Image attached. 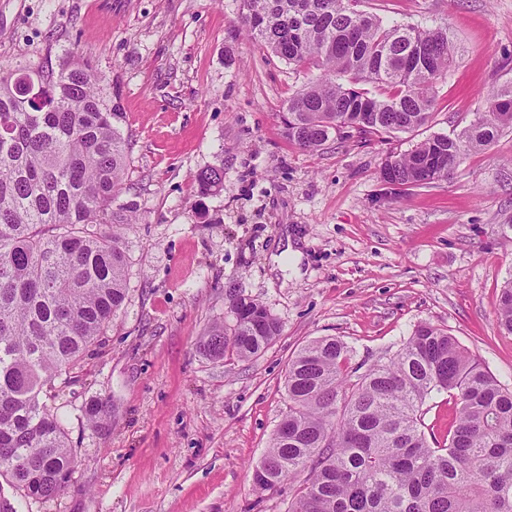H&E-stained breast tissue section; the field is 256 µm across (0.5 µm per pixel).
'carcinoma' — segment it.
I'll return each instance as SVG.
<instances>
[{"mask_svg": "<svg viewBox=\"0 0 512 512\" xmlns=\"http://www.w3.org/2000/svg\"><path fill=\"white\" fill-rule=\"evenodd\" d=\"M360 0H243L251 39L318 75L288 96V141L309 152L353 129L412 132L430 122L437 85L459 48L441 26L388 24ZM103 78L76 54L56 75L0 70V477L28 500L67 486L76 457L60 417L41 399L98 342L127 296L123 230L138 222L126 191L131 140ZM387 90L376 96L366 89ZM512 127V84L461 130L389 156L385 182L421 187L449 179L464 156ZM201 196L224 168L200 169ZM234 324H214L200 347L247 360L279 336L261 303L234 295ZM500 329L512 335V281ZM335 337L288 363V414L255 470L261 490L309 471L289 512H512V389L445 330L418 325L386 362L358 374ZM446 393L458 407L445 442L430 445L423 406Z\"/></svg>", "mask_w": 512, "mask_h": 512, "instance_id": "carcinoma-1", "label": "carcinoma"}]
</instances>
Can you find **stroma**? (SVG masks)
Segmentation results:
<instances>
[{
    "label": "stroma",
    "mask_w": 512,
    "mask_h": 512,
    "mask_svg": "<svg viewBox=\"0 0 512 512\" xmlns=\"http://www.w3.org/2000/svg\"><path fill=\"white\" fill-rule=\"evenodd\" d=\"M384 21L448 26L462 50L432 121L306 152L280 112L312 77L248 39L242 0H0V68L58 73L88 58L132 141L140 221L124 235L127 298L83 362L55 382L78 463L32 501L0 477L9 512H288L254 469L288 411L284 374L308 342L336 336L351 367L393 356L416 326L446 330L512 388V335L496 321L512 278V128L451 179L385 183L386 158L485 111L512 83V0H366ZM224 169L200 198L194 176ZM299 273L271 271L279 241ZM262 303L281 333L258 357H207L228 297Z\"/></svg>",
    "instance_id": "stroma-1"
}]
</instances>
